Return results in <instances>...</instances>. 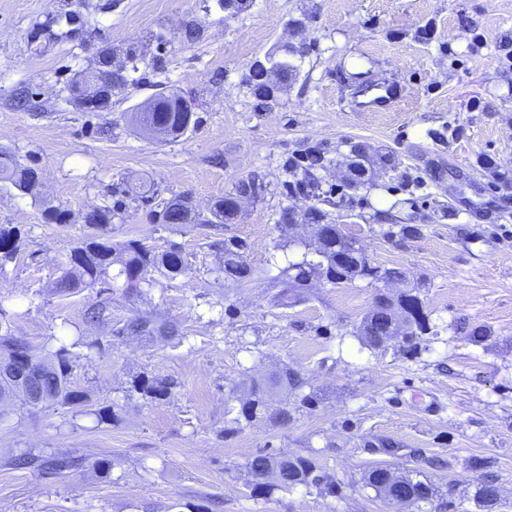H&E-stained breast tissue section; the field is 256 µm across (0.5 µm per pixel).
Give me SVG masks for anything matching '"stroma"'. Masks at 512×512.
I'll return each instance as SVG.
<instances>
[{
    "label": "stroma",
    "mask_w": 512,
    "mask_h": 512,
    "mask_svg": "<svg viewBox=\"0 0 512 512\" xmlns=\"http://www.w3.org/2000/svg\"><path fill=\"white\" fill-rule=\"evenodd\" d=\"M199 36L187 40L186 26ZM140 48L127 86L107 112L69 102L75 73L101 49ZM512 0H249L227 16L220 0H0V149L37 168L39 198L0 188V224L22 230L16 261L0 267V305L36 353L83 338L71 373L81 408L50 403L0 427V512H390L364 480L374 466L424 479L439 494L400 512H482L474 495L495 478V512H512ZM294 49L297 75L262 106L244 83L256 58ZM397 86L385 112L361 91ZM25 88L31 107H16ZM190 99L195 126L156 141L133 124L150 96ZM395 168L329 222L371 265L403 271L428 317L417 351L375 350L356 334L377 285L312 282L299 300L270 303L269 279L302 260L307 228L281 235L283 207L305 215L313 199L287 198L285 159L325 149L323 190L341 194L350 145ZM266 186L230 223L169 228L151 204L127 201L115 236L161 252L177 244L189 270L158 278L137 303L113 294L108 323L84 322L98 295L55 291L82 238L85 214L120 181L156 184L201 214L239 180ZM70 221L45 219L44 204ZM420 228L402 237L401 225ZM244 240L251 280L207 273L211 242ZM140 315L177 323L179 340L114 338L111 323ZM483 339L471 336L472 330ZM289 365L316 393L313 409L284 427L231 431L236 385ZM138 376L172 379L161 401L132 390ZM432 394L437 411L412 401ZM116 422H98L101 409ZM395 452H387L386 443ZM33 449L86 456L61 474L15 470ZM258 453L305 456L336 482L335 495L297 488L253 493L244 465Z\"/></svg>",
    "instance_id": "35a3bbf8"
}]
</instances>
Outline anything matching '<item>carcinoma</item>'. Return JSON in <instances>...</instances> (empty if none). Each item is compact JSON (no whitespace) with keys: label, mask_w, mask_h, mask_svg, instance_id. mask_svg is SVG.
<instances>
[{"label":"carcinoma","mask_w":512,"mask_h":512,"mask_svg":"<svg viewBox=\"0 0 512 512\" xmlns=\"http://www.w3.org/2000/svg\"><path fill=\"white\" fill-rule=\"evenodd\" d=\"M103 72L98 66L79 71L71 80L69 93L71 100L82 105L79 86L88 81H100ZM325 152L319 148H307L289 157L283 168L295 177L293 181L283 183V194L288 196L305 195L330 205L335 204L327 192L322 190L321 179L317 171L325 167ZM0 184L11 187L23 195L37 194L40 185L37 169L20 162L14 154L0 151ZM246 187L245 180H240L234 191L226 194L216 202L205 217L182 207L185 200L180 197L169 199L165 211L156 208L151 215L158 224H224L234 219V198ZM154 202L159 191L154 186L143 184L134 190L124 182H118L107 189V196L114 199L110 205L98 206L85 217V224L92 232L79 239L71 248L67 260L63 262L62 275L55 284L61 294L80 292L87 289H99L101 294H112V289L119 287L122 296L128 301L143 297L153 288L157 272L168 278L183 275L188 270L182 253L176 245H171L157 253L136 239L112 240V219L123 206L125 199L133 194ZM319 246L312 248L318 259H303L292 263L288 270L289 281L275 294L273 301L279 305H288L295 299V289L305 287L308 280L318 279L331 286H338L336 280V256L348 246V242L336 237V226L323 224L319 229ZM21 234L17 227L10 224L0 225V266L15 259L19 250ZM216 247L217 260L214 272L217 278L250 279L252 270L247 262L244 241L227 238L224 242L213 243ZM106 301L95 302L86 309L85 323L98 325L105 321ZM414 325L402 343L412 348L416 341L428 330L426 316L419 313L413 318ZM388 326L378 320L368 326L362 324L358 335L362 343L372 349L381 348L382 340L387 336ZM111 336H138L147 342L169 341L180 336L179 326L175 323L158 324L142 316H134L123 325L113 327ZM85 345L81 340L70 344L61 343L56 350L44 355L34 353L28 342L14 334L7 311L0 307V363L16 360L19 351L34 361V367L40 369V385L47 400H55L67 406L81 407L85 396L70 385L73 363L78 357L74 348ZM174 382L168 378L137 377L132 382V389L152 399L162 400L172 393ZM305 378L296 370L284 364L272 373L249 379L246 395L239 399L236 417L237 425H250L254 422H266L273 427L285 426L292 419V413L303 408L310 409L316 403L314 394L304 393ZM32 407L18 394L10 392L7 385H0V424L11 417L30 411ZM7 463L17 468H31L37 471L64 473L83 467L85 457L77 454H47L24 451L10 457ZM247 472L254 479V489L262 494H271L275 490L289 491L297 487L306 490L315 489L319 493L334 491L335 484L322 471L317 463L306 457L275 456L260 453L249 458L245 464ZM487 481L477 491L476 499L486 512L498 503V498L489 494Z\"/></svg>","instance_id":"cac0c4a2"}]
</instances>
